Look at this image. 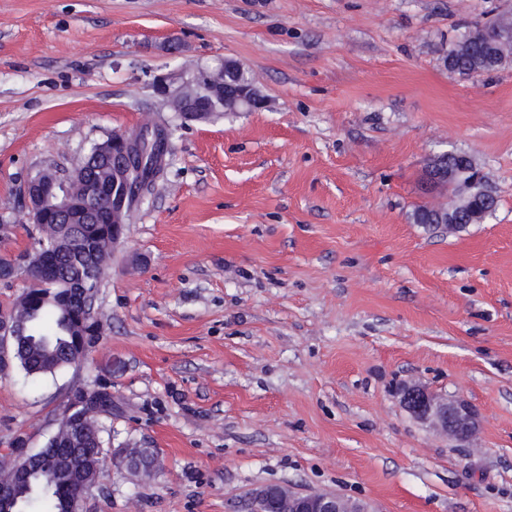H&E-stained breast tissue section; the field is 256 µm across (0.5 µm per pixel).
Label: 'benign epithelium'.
<instances>
[{
  "mask_svg": "<svg viewBox=\"0 0 512 512\" xmlns=\"http://www.w3.org/2000/svg\"><path fill=\"white\" fill-rule=\"evenodd\" d=\"M244 71V66L231 59L222 61L218 67H199L191 73L162 74L155 76L152 88L162 98L169 109L189 121L204 120L216 112L224 111L225 98L233 94L234 106L238 112H257L266 107V99L257 88L254 80L236 81V74ZM161 140L164 149H169V127L149 123L133 134H114L96 143L95 154L98 160L112 164L115 186L99 191L103 208L94 209L84 202L76 190L89 178L86 164H81L71 173L57 169L43 170L27 181L26 202L29 223L42 227L60 217L67 223L82 230L93 224L98 215H105L106 236L111 245L123 238L127 217L132 210V202L127 192L119 185L130 182L134 173L136 152L143 142L149 139ZM97 286L90 279H83L60 292V299L75 310L73 321L81 331L75 339L79 352L75 365L84 360L91 344L98 334L95 316ZM27 335V326L15 318H0V372H4L15 359L19 342ZM104 395L109 390L96 387L74 389L64 407L62 420L76 425L97 424V418L105 410L97 406L91 392ZM401 402L416 420L433 431L448 438L469 443L476 436L479 422L475 411L460 398H444L420 385H408L401 389ZM133 476L150 471L159 466V460L152 459L147 466L140 463L137 449L120 448L112 452ZM36 452L20 443L15 448L14 466L8 480L0 482V512H14L15 488L30 480ZM100 472L93 474L77 469V478L82 493L71 500V512H82L85 493L93 488ZM252 498L271 503L270 512H371L367 504L331 492H297L284 485L267 484L257 488Z\"/></svg>",
  "mask_w": 512,
  "mask_h": 512,
  "instance_id": "obj_1",
  "label": "benign epithelium"
}]
</instances>
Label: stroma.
<instances>
[{
    "label": "stroma",
    "mask_w": 512,
    "mask_h": 512,
    "mask_svg": "<svg viewBox=\"0 0 512 512\" xmlns=\"http://www.w3.org/2000/svg\"><path fill=\"white\" fill-rule=\"evenodd\" d=\"M512 0H0V253L31 247L24 183L150 121L177 128L133 211L87 360L0 374V459L43 447L69 394L112 393L83 512H246L280 483L373 512H512V62L449 71ZM179 36L180 55L167 40ZM231 58L269 105L176 121L151 83ZM469 155L481 224L413 223L429 160ZM423 385L479 415L466 447L412 418ZM476 179H479V190L485 189L487 191H490V194H479L476 198V200H472L470 209L468 211L469 217L468 221L465 224H481L484 223V221L487 220V218L492 214V212L495 210V207L497 206V200L496 197L491 190L490 186L488 185V182L483 174L480 178L477 177ZM489 209H492L491 213L487 214V211ZM137 451L138 448H119L112 452V457L118 458L125 465L128 472L135 477L159 466V460L155 458L147 466L141 464Z\"/></svg>",
    "instance_id": "stroma-1"
}]
</instances>
